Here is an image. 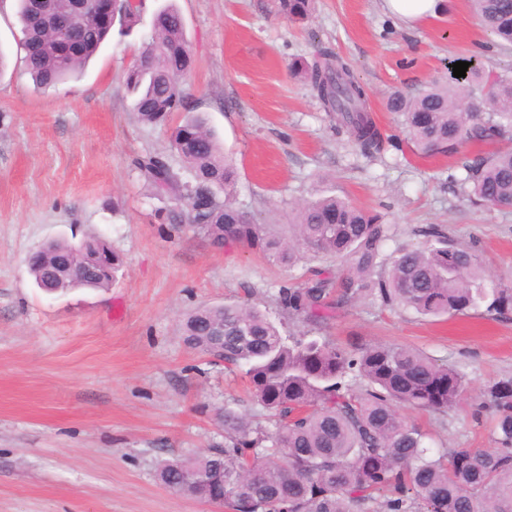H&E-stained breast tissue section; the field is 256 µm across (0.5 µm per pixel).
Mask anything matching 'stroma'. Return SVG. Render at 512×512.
Wrapping results in <instances>:
<instances>
[{
	"label": "stroma",
	"mask_w": 512,
	"mask_h": 512,
	"mask_svg": "<svg viewBox=\"0 0 512 512\" xmlns=\"http://www.w3.org/2000/svg\"><path fill=\"white\" fill-rule=\"evenodd\" d=\"M171 2L194 59L186 109L207 118L232 159L235 206L284 235L306 201L339 195L389 224L387 254L422 244L420 229L438 224L512 287V208L473 206L460 184L464 155L417 154L384 106L390 92L419 90L459 61L512 70V47L494 42L468 0H448L444 17L413 29L383 0H313L305 22L281 14L278 0H144L129 34H112L80 75L47 92L24 71L15 0H0V512H224L157 477L162 460L223 446L214 411L247 398L240 375L184 343L180 322L238 303L298 332L275 300L280 285L339 268L322 255L286 268L190 231L169 235L162 217L175 200L154 195L132 165L171 154L169 133L139 120L124 77L151 41L155 12ZM322 48L351 67L392 138L379 154L364 155L291 71ZM90 236L124 259L111 288H37L30 252ZM324 333L455 363L471 380L462 405L402 416L432 446L491 447L471 412L485 384L512 377L511 319L479 310L432 321L367 297Z\"/></svg>",
	"instance_id": "35a3bbf8"
}]
</instances>
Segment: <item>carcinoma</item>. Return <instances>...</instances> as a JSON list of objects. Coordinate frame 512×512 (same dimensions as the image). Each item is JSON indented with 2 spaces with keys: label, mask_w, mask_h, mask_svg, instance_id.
<instances>
[{
  "label": "carcinoma",
  "mask_w": 512,
  "mask_h": 512,
  "mask_svg": "<svg viewBox=\"0 0 512 512\" xmlns=\"http://www.w3.org/2000/svg\"><path fill=\"white\" fill-rule=\"evenodd\" d=\"M35 0H18L26 73L48 91L76 76L112 31L95 11L66 31H49L32 19ZM485 28L512 46V0H471ZM142 0H112L121 24L137 21ZM292 20L309 18L311 0H280ZM153 36L140 63L126 72L139 119L164 125L186 109L177 71L192 67L185 24L172 5L152 21ZM336 124L366 156L385 138L367 112V94L349 68L327 50L313 64L295 63ZM455 79L433 81L407 94L392 92L386 107L398 114L408 142L424 156H454L466 144L492 145L464 164L470 196L482 206L512 207V76L483 67ZM171 147L190 175L182 179L169 159L134 161L158 194L184 204L168 211L169 230H190L221 246L228 241L258 251L282 266L306 253L340 260L338 277L316 272L285 283L276 295L288 316L307 330L284 334L270 316L245 304L198 309L181 324L183 340L240 372L253 411L231 404L217 412L224 447L195 457L160 462L158 475L187 496H224L231 512H512V378L486 385L473 416L492 417L493 448L426 446V433L399 410L446 414L469 386L459 366L440 363L398 344L339 346L321 335L329 312L367 292L383 305L403 306L429 318L484 309L498 319L512 314V288L489 279L479 253L448 239L432 224L418 247L384 252L390 227L379 215L344 198L321 196L302 205L287 238L258 224L229 200L234 166L208 127L192 115L171 132ZM121 256L100 239L79 244L55 240L28 260L34 282L55 292L108 289ZM257 414L271 426L253 424Z\"/></svg>",
  "instance_id": "1"
}]
</instances>
